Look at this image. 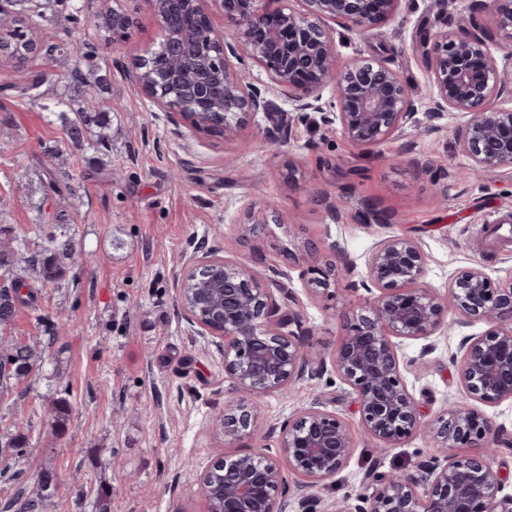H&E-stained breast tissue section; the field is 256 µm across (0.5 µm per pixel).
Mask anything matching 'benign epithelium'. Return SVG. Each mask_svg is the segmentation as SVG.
Returning a JSON list of instances; mask_svg holds the SVG:
<instances>
[{"instance_id": "7a95c632", "label": "benign epithelium", "mask_w": 512, "mask_h": 512, "mask_svg": "<svg viewBox=\"0 0 512 512\" xmlns=\"http://www.w3.org/2000/svg\"><path fill=\"white\" fill-rule=\"evenodd\" d=\"M112 4V45L137 57V88L161 112L178 137L234 136L249 117L267 113L268 94L288 98L286 123L318 112L336 124L356 147L397 139L415 122L418 105L404 77L384 58L360 55L345 63L338 47L345 31L364 35L392 18L400 0H150L159 21L154 46L129 43L133 18ZM479 23L467 20L434 35L427 56L431 74L430 112H458L461 151L473 174L512 170V0H477ZM219 11L231 33L210 19ZM500 36L511 49L497 58L489 42ZM254 66L267 80L250 79ZM330 96L324 97L325 89ZM224 248L201 242L181 259L176 288L183 318L215 346L233 397L210 422L224 438L197 482L206 512H317L304 491L336 478L355 451L349 424L314 399L293 409L280 425L276 449L256 445L229 454L225 448L259 430L257 400L284 395L306 377L331 369L354 394L361 428L373 440L396 448L417 433L440 442L443 461L416 478L375 471L371 492L357 496L353 512H512L507 477L491 457L503 437L474 408L453 404L429 422L410 392L401 366V345L435 335L452 315L486 330L470 336L458 365L461 385L483 403L512 401V271L497 279L480 266L448 278L440 296L425 282L428 257L421 242L392 235L374 244L365 259L366 276L354 289L367 296L361 313L347 322L331 354L312 349L311 331L282 309L296 303L293 292L272 289L244 262L222 256ZM313 298L336 295V265L327 262L302 273ZM281 298H276L275 293ZM481 442L486 456L456 457L458 443ZM294 481H288L289 476ZM424 492H419L420 486Z\"/></svg>"}]
</instances>
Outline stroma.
Segmentation results:
<instances>
[{"label":"stroma","instance_id":"35a3bbf8","mask_svg":"<svg viewBox=\"0 0 512 512\" xmlns=\"http://www.w3.org/2000/svg\"><path fill=\"white\" fill-rule=\"evenodd\" d=\"M74 0L44 7L31 0L25 21L31 32L91 52L90 66L104 79L96 98L112 120V148L73 146L59 114L18 97L17 87L47 74L50 93H66L54 79L57 66L30 55L24 66L0 67V247L24 239L30 251L54 235L74 244L62 285L41 283L16 262L11 276L25 282L0 343L42 349L44 363L28 376L0 382V503L19 487L35 491L43 475L54 486L42 512H95L97 495L112 493L111 512H206L197 485L221 439L209 427L229 400L224 365L213 346L193 335L179 307L180 257L204 240H217L230 259L246 262L259 277L271 270L297 297L290 310L311 332L314 348H336L347 317L358 314L363 291L344 298L311 299L301 271L324 260L349 263L351 280L365 274L374 243L397 234L417 238L429 256L426 281L439 294L448 277L474 265L491 277L512 269V240H485V221L512 211V171L463 178L467 158L457 144L460 114L435 119L418 113L398 139L359 148L319 114L292 122L288 142L271 143L274 122L260 113L237 137L179 138L155 119L135 83L137 61L103 48L97 30L80 13L68 20ZM472 0H401L396 14L360 37L348 35L341 61L385 49L407 79L414 99L431 81L425 42L445 20L468 16ZM425 170H418L416 161ZM295 165L294 178L286 168ZM72 175L71 191L57 192L46 173ZM280 202L279 214L262 212L261 201ZM374 204L384 223H358L354 214ZM256 222L249 236L240 226ZM315 255H307L309 244ZM483 323L455 326L429 341H404L403 375L426 419L449 403H469L456 363L463 340L481 334ZM321 397L326 410L346 419L357 449L335 483L307 488L321 512H352L367 486L372 464L381 471L417 476L440 455L437 441L417 434L400 447L366 438L352 412L350 388L334 373L304 379L290 395L261 399L258 443L277 445L279 427L294 404ZM70 405L58 419L59 399ZM480 412L506 443L494 460L512 473V402L483 404ZM25 434L23 451L8 446Z\"/></svg>","mask_w":512,"mask_h":512}]
</instances>
